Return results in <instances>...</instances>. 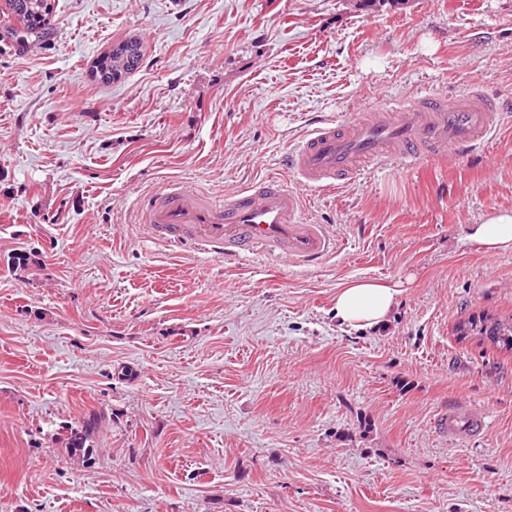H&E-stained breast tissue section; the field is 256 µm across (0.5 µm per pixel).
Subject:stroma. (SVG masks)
<instances>
[{
	"mask_svg": "<svg viewBox=\"0 0 512 512\" xmlns=\"http://www.w3.org/2000/svg\"><path fill=\"white\" fill-rule=\"evenodd\" d=\"M4 8L0 512H512V353L454 334L512 316V252L461 242L512 213V110L470 155L336 190L279 163L372 103L475 85L512 107V0H55L20 41ZM128 38L137 67L103 83ZM266 176L335 257L227 265L130 221L169 181ZM351 280L400 284L385 324L336 321ZM460 405L482 433L436 430ZM123 43L124 44H132L133 46H135L136 50L138 51V55H137L138 60H136L134 65L125 66L124 64H120L117 60V57L114 54L115 47H113V50H111L107 55H105L99 61L98 66H97L98 72L105 71L108 74L113 75V77L109 80H104V81L101 80V81L110 82V81L117 80L118 78L122 77L123 74H126L129 71H132L135 68V65L140 60L139 57H141L142 50H141V47L139 46V44L136 41H124V42L119 43V45H121ZM114 74H117V76L114 77Z\"/></svg>",
	"mask_w": 512,
	"mask_h": 512,
	"instance_id": "stroma-1",
	"label": "stroma"
}]
</instances>
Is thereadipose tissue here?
<instances>
[{
  "mask_svg": "<svg viewBox=\"0 0 512 512\" xmlns=\"http://www.w3.org/2000/svg\"><path fill=\"white\" fill-rule=\"evenodd\" d=\"M463 242L489 256L512 251V214L496 213L470 225ZM400 293L396 283L354 280L337 289L333 311L342 325L359 330L374 328L385 322Z\"/></svg>",
  "mask_w": 512,
  "mask_h": 512,
  "instance_id": "adipose-tissue-1",
  "label": "adipose tissue"
}]
</instances>
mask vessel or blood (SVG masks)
Masks as SVG:
<instances>
[{"instance_id":"vessel-or-blood-1","label":"vessel or blood","mask_w":512,"mask_h":512,"mask_svg":"<svg viewBox=\"0 0 512 512\" xmlns=\"http://www.w3.org/2000/svg\"><path fill=\"white\" fill-rule=\"evenodd\" d=\"M505 106L478 87L451 98L428 95L408 105L366 106L345 129L326 120L285 154L283 165L304 186L332 190L368 167L410 165L423 154L462 157L476 151L500 122ZM303 197L278 181L262 178L222 197L168 182L139 195L135 220L166 246L236 263L248 257L279 258L314 266L336 253L328 224L301 219ZM481 414H442L436 427L445 435L482 432Z\"/></svg>"}]
</instances>
